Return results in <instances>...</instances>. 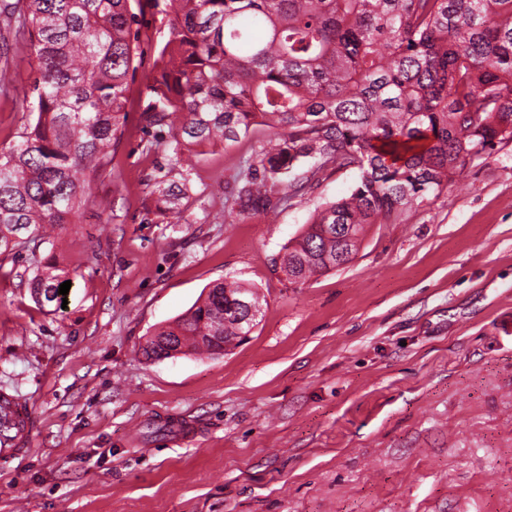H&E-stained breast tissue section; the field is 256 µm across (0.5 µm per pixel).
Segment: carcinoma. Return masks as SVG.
Segmentation results:
<instances>
[{"mask_svg":"<svg viewBox=\"0 0 512 512\" xmlns=\"http://www.w3.org/2000/svg\"><path fill=\"white\" fill-rule=\"evenodd\" d=\"M141 0H0L5 26L21 21L37 62L29 119L0 149V249L9 235L74 224L97 176L123 141L140 50ZM168 17L145 84L148 126L184 142H233L270 131L243 183L239 211L265 209L276 184L297 195L328 164L355 167L350 194L325 204L280 257L294 282L338 268L336 226L359 250L366 226L395 224L471 162L493 156L512 125V0H153ZM166 217L190 206L172 181L151 191ZM68 277L38 272V304L61 302ZM258 293L219 282L143 346L159 339L210 356V340L250 334L225 306Z\"/></svg>","mask_w":512,"mask_h":512,"instance_id":"cac0c4a2","label":"carcinoma"}]
</instances>
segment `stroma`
I'll list each match as a JSON object with an SVG mask.
<instances>
[{
    "mask_svg": "<svg viewBox=\"0 0 512 512\" xmlns=\"http://www.w3.org/2000/svg\"><path fill=\"white\" fill-rule=\"evenodd\" d=\"M144 12L127 131L91 202L0 254V393L32 416L28 452L0 461V512H512V144L367 227L346 266L291 282L283 247L358 170L239 214L227 188L265 127L178 165L147 149L139 92L168 28ZM34 67L26 36L0 45V148ZM163 179L190 196L164 220ZM41 262L71 278L66 305L36 304ZM228 277L265 299L243 342L142 356Z\"/></svg>",
    "mask_w": 512,
    "mask_h": 512,
    "instance_id": "1",
    "label": "stroma"
}]
</instances>
